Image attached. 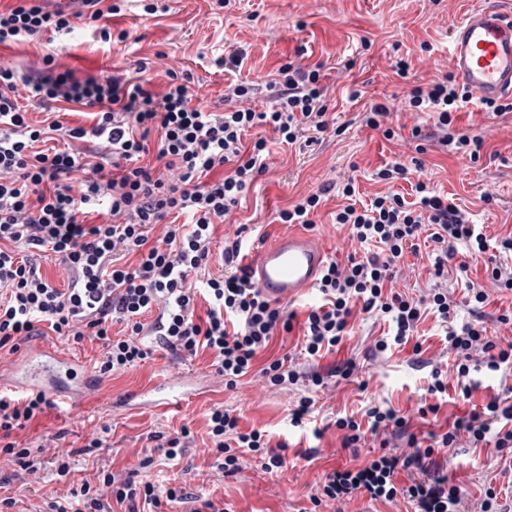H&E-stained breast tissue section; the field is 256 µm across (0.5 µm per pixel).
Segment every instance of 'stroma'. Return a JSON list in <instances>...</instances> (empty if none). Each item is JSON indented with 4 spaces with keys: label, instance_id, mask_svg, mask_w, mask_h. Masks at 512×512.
<instances>
[{
    "label": "stroma",
    "instance_id": "stroma-1",
    "mask_svg": "<svg viewBox=\"0 0 512 512\" xmlns=\"http://www.w3.org/2000/svg\"><path fill=\"white\" fill-rule=\"evenodd\" d=\"M486 1L512 9V0H230L222 8L212 0H166L165 12L148 15L141 0H123L120 14L107 24L112 32L127 31L124 42L100 47L91 28L76 18L70 31L1 45L0 66L37 79L46 71L32 69L31 62L49 54L55 59L56 72L68 71L80 80L92 76L123 81L134 76L137 61L145 59L150 63L153 93H164L169 71L191 72L192 103L207 112L223 111L224 93L235 82L254 84L257 92L250 106L265 111L272 104L269 86L282 66L319 68L328 90L327 128L309 131L307 139L292 145L273 139L265 127L246 133L248 144L260 136L269 138L267 171L245 193L228 221L215 225L207 265L190 277L196 283L227 274L222 260L225 239L239 237L247 242L242 262L251 264L256 248L286 232V225L275 219L279 209L324 184L349 177L355 181L357 200L363 202L388 188L411 201L415 184L431 181L450 202L471 212L488 237L511 233L512 114H488L474 101L459 111L457 128L473 130L484 139L481 158L474 162L454 148L433 142L425 143L424 153H417L411 130L417 125L432 128L435 115L405 107L412 86L448 74L451 28L468 10ZM230 53L241 54V65L226 72L217 70L214 58ZM401 58L411 62L405 79L393 70ZM354 90L360 93L355 100L350 97ZM373 103L389 107L394 139L364 124L363 114ZM395 162L408 166L406 178L389 187L373 179L377 168ZM346 203L341 194L328 195L307 227L323 248L325 261L341 265L366 253L349 238L347 229L332 222L335 211ZM432 253L429 241L405 249L395 268V291L424 296L433 289L448 288L457 303L454 322L460 325L473 319L464 282H478L489 295L483 326L499 343H511L512 326L499 323L498 317L512 311V293L495 288L488 279L490 254L473 257L459 251L448 265L447 279L441 280L430 273ZM317 299L313 291L289 302V310L296 314L292 331H276L258 361L292 358L304 371L323 374L322 386L304 380L273 388L254 369L229 389L215 374L210 353L182 359L154 348L139 367L108 376L113 396L187 372L195 377L197 397L167 410L132 404L112 410L86 409L66 419L55 417L52 407H45L14 434L17 442L44 445L41 467L28 473L0 457V497L16 499L13 512H50L49 502L67 496L82 481H95L105 469L160 487L181 486L186 492L213 499L225 512H413V505L400 496L372 501L358 495L349 501L313 505L311 497L328 472L370 461L380 452L379 437L370 434L357 450L343 448L337 419L361 418L367 405L384 401L409 418L412 432L422 439L439 431L447 419L486 403L512 385V364L497 371L474 372L479 387L471 399H462L453 384L445 393L430 394L432 370L447 376L454 373L446 356L445 328L430 313L418 322L412 343L377 355L372 349L387 336L388 323L374 315L354 313L336 352L312 361L301 352V326ZM350 359L356 364L351 378L333 375L335 366ZM303 396L313 398L314 409L296 426L291 410ZM428 405L438 406V414L420 415V408ZM216 406L235 415L241 431L258 430L271 444L284 445L283 466L265 472L250 461L241 473L224 476L220 469L224 457L213 450L208 437V415ZM184 425L194 439L181 458L167 460L161 446ZM105 426L111 429L107 448L83 453L87 441ZM60 452L71 455V474L63 481L54 464ZM437 458L449 484L460 490V512H481L490 489L497 494L501 512H512V452L474 447L463 438L456 447L440 450Z\"/></svg>",
    "mask_w": 512,
    "mask_h": 512
}]
</instances>
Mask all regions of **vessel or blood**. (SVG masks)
Instances as JSON below:
<instances>
[{
	"mask_svg": "<svg viewBox=\"0 0 512 512\" xmlns=\"http://www.w3.org/2000/svg\"><path fill=\"white\" fill-rule=\"evenodd\" d=\"M452 73L478 101L512 97V12L480 7L465 15L448 41ZM324 265L313 238L294 231L258 248L249 274L257 288L276 303L312 291ZM15 388L48 395L66 413L92 405L112 406V394L91 370L74 369L70 357L48 346L25 351L14 363L0 364ZM154 405L168 409L189 399L181 377L157 382Z\"/></svg>",
	"mask_w": 512,
	"mask_h": 512,
	"instance_id": "1",
	"label": "vessel or blood"
}]
</instances>
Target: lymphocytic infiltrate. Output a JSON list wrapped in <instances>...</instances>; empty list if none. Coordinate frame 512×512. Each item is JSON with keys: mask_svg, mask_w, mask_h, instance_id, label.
Wrapping results in <instances>:
<instances>
[{"mask_svg": "<svg viewBox=\"0 0 512 512\" xmlns=\"http://www.w3.org/2000/svg\"><path fill=\"white\" fill-rule=\"evenodd\" d=\"M71 27L69 16L45 11L41 0H22L9 12H0V44L22 43ZM136 71L135 78L124 82L93 77L80 81L66 73L25 82L16 70L0 67V349L17 351L21 342L46 330L76 343L90 337L101 345L96 368L109 375L134 368L150 356V348L140 340L148 334L176 354L210 352L216 373L230 386L249 373L276 329L292 330L293 317L251 282L248 266L239 262L241 240L224 248L229 274L209 278L199 287L189 277L209 258L214 224L225 221L267 169V139L258 138L246 150L245 132L265 126L278 140L292 144L304 130L325 129L326 91L319 70L288 65L281 69L279 82L270 86L274 103L268 111L245 107L256 88L237 84L227 93L233 107L204 112L192 105L190 74L171 76L165 92L157 95L147 88V62L139 61ZM22 84L42 103L65 101L91 109L92 126L66 128L54 120L45 127L33 124L18 103ZM470 100L467 89L446 75L413 86L407 106L415 112L432 109L440 143L455 145L476 159L482 137L453 127L454 114ZM59 131L69 138V146L44 150L50 134ZM152 137L157 140L153 148L148 145ZM93 139L104 143L111 166L98 162L100 151L87 149ZM148 154L153 163H143ZM218 168L223 176L212 178ZM79 170L89 176L76 190L69 179ZM335 190L349 200L337 210L336 224L371 251L362 260L343 267L332 262L322 270L320 300L302 325L305 354L334 351L358 307L385 317L392 328V341H377L379 352L393 343H408L425 314L446 322L448 352L462 379L463 396L472 391L466 382L471 370L496 371L512 363V343L500 345L486 329L470 322L449 325L455 301L448 291L415 298L387 289L406 245L426 233L434 244L433 277L444 278L458 247L475 256L492 248L504 262L492 268L491 278L499 289L512 292V233L487 239L471 213L423 181L415 186V201L387 192L360 206L351 202L353 181L339 187L330 183L281 209L278 222L308 223L324 196ZM175 213L186 215V222L170 223ZM160 223L165 233L153 238ZM121 249L134 254L133 263H117L114 254ZM38 252L59 257L70 274L67 288H56L43 277L34 260ZM201 300L208 306L202 317L196 314ZM149 313L155 319L147 325L142 318ZM117 322L125 324L126 334H113ZM46 403L40 393L0 394V453L29 472L36 471L37 461L31 448L13 441L12 433ZM365 416L362 423L351 417L337 419V428L345 432L344 447H355L368 434L407 427L406 419L391 407L369 406ZM208 434L224 456L225 475L242 469L241 458L233 452L237 446L251 453L262 469L284 463L260 431L239 432L237 418L223 409L211 411ZM464 435L476 444L490 438L495 447L511 448L512 402L492 396L482 410L456 418L436 445L422 448L413 438L411 454L387 452L367 464L336 469L327 474L312 502L318 505L360 492L375 501L403 496L415 512H457L459 491L436 470L433 455ZM413 470L425 473V480L397 486L398 474ZM139 498L155 506L167 501L190 504V512H220L212 500L193 502L182 488L161 492L152 483L119 481L104 470L97 483H83L63 503L53 504L52 512H112V502L132 504Z\"/></svg>", "mask_w": 512, "mask_h": 512, "instance_id": "obj_1", "label": "lymphocytic infiltrate"}]
</instances>
